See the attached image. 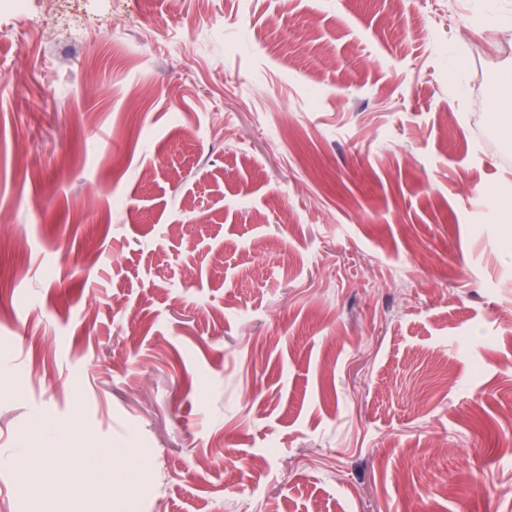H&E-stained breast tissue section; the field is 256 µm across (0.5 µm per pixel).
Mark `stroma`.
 Here are the masks:
<instances>
[{
    "label": "stroma",
    "mask_w": 512,
    "mask_h": 512,
    "mask_svg": "<svg viewBox=\"0 0 512 512\" xmlns=\"http://www.w3.org/2000/svg\"><path fill=\"white\" fill-rule=\"evenodd\" d=\"M180 9L0 0V512H512V0ZM79 427L72 423L41 422L29 436L32 448H27L20 464L41 485L53 487L64 483H86L90 475L93 481L86 483L87 492L95 497H112V481L119 472L132 471L139 465L129 448H86L80 465L62 468L57 459L70 457L78 448H72ZM50 435L53 448L47 452L40 443Z\"/></svg>",
    "instance_id": "35a3bbf8"
}]
</instances>
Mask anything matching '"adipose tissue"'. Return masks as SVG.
Returning <instances> with one entry per match:
<instances>
[{"label": "adipose tissue", "mask_w": 512, "mask_h": 512, "mask_svg": "<svg viewBox=\"0 0 512 512\" xmlns=\"http://www.w3.org/2000/svg\"><path fill=\"white\" fill-rule=\"evenodd\" d=\"M78 433L72 423L38 424L29 436L30 448L20 459L22 468L46 487L83 483L90 495L111 497L113 479L119 472L135 469L137 457L128 448H88L80 465L59 466V459L73 455L72 442Z\"/></svg>", "instance_id": "ef3b65f1"}]
</instances>
